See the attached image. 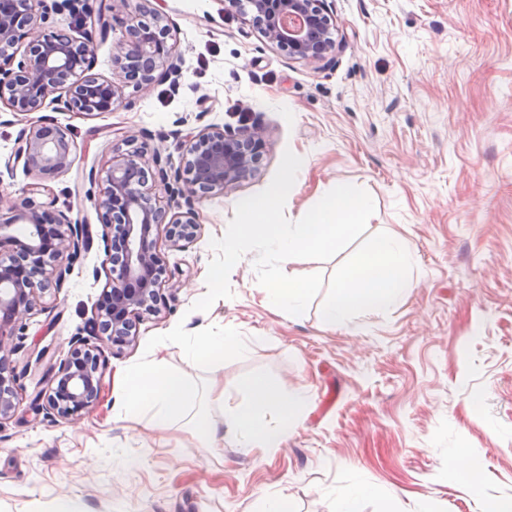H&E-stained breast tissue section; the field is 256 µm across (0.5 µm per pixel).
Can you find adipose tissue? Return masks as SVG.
<instances>
[{
	"label": "adipose tissue",
	"mask_w": 512,
	"mask_h": 512,
	"mask_svg": "<svg viewBox=\"0 0 512 512\" xmlns=\"http://www.w3.org/2000/svg\"><path fill=\"white\" fill-rule=\"evenodd\" d=\"M412 283L413 259L405 241L391 235L380 236L338 280L332 297L322 308V322L330 328L341 327L362 311L396 306L405 299ZM179 343L187 363L212 370L223 363L226 354L243 350L236 337L208 330L181 337ZM243 387L247 399L226 412L228 425L243 447H278L302 412L301 399L284 393L262 375L247 377ZM198 399L197 384L174 376L160 357L126 373L119 411L131 422L149 415L151 426L157 429L189 418L197 447H223L224 435L212 424L209 414L196 411Z\"/></svg>",
	"instance_id": "adipose-tissue-1"
}]
</instances>
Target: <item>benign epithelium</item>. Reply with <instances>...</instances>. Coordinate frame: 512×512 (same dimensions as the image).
Instances as JSON below:
<instances>
[{"instance_id": "obj_1", "label": "benign epithelium", "mask_w": 512, "mask_h": 512, "mask_svg": "<svg viewBox=\"0 0 512 512\" xmlns=\"http://www.w3.org/2000/svg\"><path fill=\"white\" fill-rule=\"evenodd\" d=\"M224 11L251 27L263 41L299 61L330 63L336 57L339 33L326 0H224ZM60 15L71 22L72 34L49 24ZM101 34L122 29L112 45V77L93 72L94 42L89 29ZM167 18L145 12L139 0H112L99 10L95 0H0V104L16 114L41 110L46 100L55 110L80 115L114 112L125 104V88L141 89L156 79L177 84L182 59L176 54ZM264 146L259 127L208 125L185 136L175 171L179 183L173 193L175 212L153 203L147 187L141 151L112 158L106 187L84 191L100 224L110 230L106 262L112 275L87 336L72 343L70 357L53 368L47 388L34 400L41 409L70 423L81 419L100 397L102 374L96 341L132 342L137 325L158 314L164 291L173 287L167 263L158 247L159 234L171 245L192 243L201 228L196 204L210 193L224 192L254 172ZM75 162L73 140L53 122L21 128L4 168L13 174L18 164L31 175L49 178L68 171ZM14 199L0 192V421L19 408L16 376L10 356L40 294L50 289L42 275L56 267L60 288L74 261L89 252V225L65 214L45 223L36 201Z\"/></svg>"}]
</instances>
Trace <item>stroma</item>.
<instances>
[{"mask_svg":"<svg viewBox=\"0 0 512 512\" xmlns=\"http://www.w3.org/2000/svg\"><path fill=\"white\" fill-rule=\"evenodd\" d=\"M339 27L332 64L296 62L224 11V0H146L168 18L182 57L179 89L156 81L126 88L131 105L78 117L52 104L26 115L0 110V156L20 128L50 118L73 139L76 162L35 194L50 215L81 211L94 240L62 288L26 319L11 357L22 403L0 421V512H260L279 496L288 512H336L354 482L376 487L359 512H483L512 500V0H328ZM210 124L265 132L253 176L198 204L201 229L182 248L161 241L175 288L145 317L132 344L100 341L103 391L74 424L36 410L42 374L68 359L110 276L93 205L77 200L89 172L105 180L112 156L142 147L179 158L187 133ZM305 166L285 215L299 220L332 188L371 196L366 232L332 259L284 264L321 274L300 315L269 308L255 253L230 273L232 298L193 310L235 205L271 183L285 151ZM404 239L414 260L406 299L331 329L321 310L345 266L375 237ZM246 350L218 370L188 365L176 339L202 328ZM179 377L223 386L261 374L299 396L303 410L276 448H241L220 410L224 445L195 448L185 421L165 430L124 421L122 372L153 360L160 342ZM464 448L480 463V495L448 468Z\"/></svg>","mask_w":512,"mask_h":512,"instance_id":"1","label":"stroma"}]
</instances>
